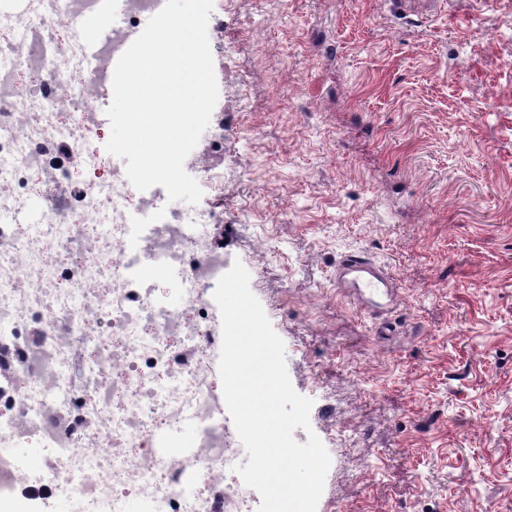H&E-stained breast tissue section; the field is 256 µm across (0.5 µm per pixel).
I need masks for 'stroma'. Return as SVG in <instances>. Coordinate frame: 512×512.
Listing matches in <instances>:
<instances>
[{"instance_id":"1","label":"stroma","mask_w":512,"mask_h":512,"mask_svg":"<svg viewBox=\"0 0 512 512\" xmlns=\"http://www.w3.org/2000/svg\"><path fill=\"white\" fill-rule=\"evenodd\" d=\"M431 3L213 0L253 78L218 79L224 194L185 214L223 211L226 266L284 304L317 512H512V0ZM346 253L394 278L382 315L336 289Z\"/></svg>"}]
</instances>
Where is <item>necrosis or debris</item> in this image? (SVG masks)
I'll return each mask as SVG.
<instances>
[{"instance_id":"obj_1","label":"necrosis or debris","mask_w":512,"mask_h":512,"mask_svg":"<svg viewBox=\"0 0 512 512\" xmlns=\"http://www.w3.org/2000/svg\"><path fill=\"white\" fill-rule=\"evenodd\" d=\"M95 0H0V495L71 512H255L231 471L209 294L224 249L93 151L127 30L89 51ZM224 126L193 164L223 192ZM154 275L145 278L144 267ZM178 272L183 302L165 300ZM198 434L178 453L174 431ZM37 448L29 469L20 450Z\"/></svg>"}]
</instances>
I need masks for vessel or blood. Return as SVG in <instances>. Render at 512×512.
<instances>
[{
  "label": "vessel or blood",
  "instance_id": "obj_1",
  "mask_svg": "<svg viewBox=\"0 0 512 512\" xmlns=\"http://www.w3.org/2000/svg\"><path fill=\"white\" fill-rule=\"evenodd\" d=\"M123 0H98L96 10L80 23V31L90 42H97L117 23L123 13ZM334 282L357 306L373 303L375 297H393L396 283L387 269L358 254H344L337 262Z\"/></svg>",
  "mask_w": 512,
  "mask_h": 512
}]
</instances>
